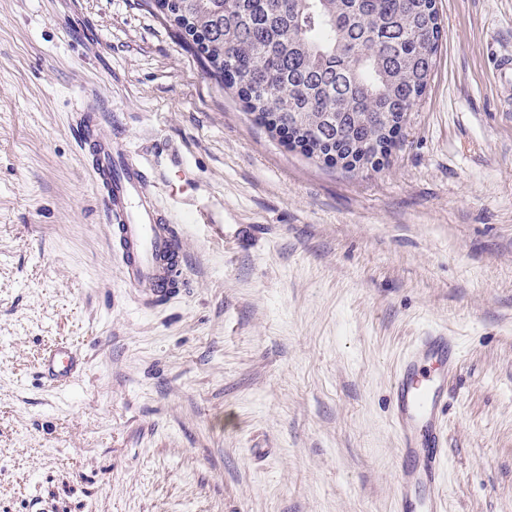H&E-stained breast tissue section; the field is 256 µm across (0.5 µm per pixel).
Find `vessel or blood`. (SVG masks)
<instances>
[{
  "instance_id": "obj_1",
  "label": "vessel or blood",
  "mask_w": 512,
  "mask_h": 512,
  "mask_svg": "<svg viewBox=\"0 0 512 512\" xmlns=\"http://www.w3.org/2000/svg\"><path fill=\"white\" fill-rule=\"evenodd\" d=\"M78 112L76 129L125 282L146 307L184 292L187 254L182 230L159 204L166 178L126 143L99 137V128L112 118L99 91L83 93ZM459 362L453 339L428 331L416 337L394 375L390 417L401 452L412 461L402 474L398 512H442L441 468L448 458L443 420L448 381L456 375ZM76 369L75 350L66 344L44 357L41 373L65 383Z\"/></svg>"
}]
</instances>
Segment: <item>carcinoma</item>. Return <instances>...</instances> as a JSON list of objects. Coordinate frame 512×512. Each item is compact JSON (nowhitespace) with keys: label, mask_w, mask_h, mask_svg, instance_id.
I'll return each instance as SVG.
<instances>
[{"label":"carcinoma","mask_w":512,"mask_h":512,"mask_svg":"<svg viewBox=\"0 0 512 512\" xmlns=\"http://www.w3.org/2000/svg\"><path fill=\"white\" fill-rule=\"evenodd\" d=\"M286 146L347 171L424 93L441 38L435 0H146Z\"/></svg>","instance_id":"1"}]
</instances>
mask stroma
Returning <instances> with one entry per match:
<instances>
[{
  "label": "stroma",
  "instance_id": "obj_1",
  "mask_svg": "<svg viewBox=\"0 0 512 512\" xmlns=\"http://www.w3.org/2000/svg\"><path fill=\"white\" fill-rule=\"evenodd\" d=\"M380 166L288 149L145 0H0V512H396L393 374L450 336L446 512H512V0H436ZM148 154L188 289L143 307L73 128ZM76 347L57 387L43 353Z\"/></svg>",
  "mask_w": 512,
  "mask_h": 512
}]
</instances>
